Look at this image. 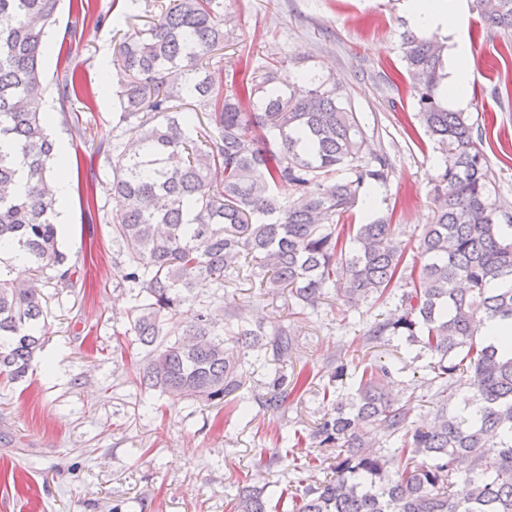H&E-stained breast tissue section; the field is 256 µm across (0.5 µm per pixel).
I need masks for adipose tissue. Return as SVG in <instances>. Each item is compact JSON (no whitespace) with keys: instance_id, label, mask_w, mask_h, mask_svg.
<instances>
[{"instance_id":"adipose-tissue-1","label":"adipose tissue","mask_w":512,"mask_h":512,"mask_svg":"<svg viewBox=\"0 0 512 512\" xmlns=\"http://www.w3.org/2000/svg\"><path fill=\"white\" fill-rule=\"evenodd\" d=\"M467 0H403L402 9L414 30L421 35L433 32L447 39L446 77L441 99L454 110L469 106L470 57L461 20Z\"/></svg>"}]
</instances>
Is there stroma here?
<instances>
[{"mask_svg":"<svg viewBox=\"0 0 512 512\" xmlns=\"http://www.w3.org/2000/svg\"><path fill=\"white\" fill-rule=\"evenodd\" d=\"M219 2L235 37L224 55L237 69L273 58L279 87L315 74L342 87L373 151L392 162L373 214L390 218L416 258L417 239L434 221V179L446 155L427 142L403 77L400 35L411 25L401 0ZM130 10L128 0H90L83 40L65 59L60 48L72 16L61 0L45 39L46 127L67 149L72 169V194L58 225L71 280L61 288L41 276L46 334L34 371L18 382L0 379V512H228L239 486L289 487L306 459H318L317 476L325 478L331 460L309 438L332 409L322 388L345 393L353 383L349 376L331 380L332 361L351 368L392 364L410 387H422L429 376V359L418 347L397 339L367 345L366 330L388 305L328 297L296 314L288 295H268L243 275L196 293L212 307L245 310L266 328L291 325L297 350L287 369L314 373L308 391L285 387L276 405H265L271 368L260 362L245 366L243 387L220 408L174 402L134 383L144 350L131 331L136 301L112 239L122 202L108 190L111 168L94 155L99 138L117 124L119 106L113 93L98 90L92 106L75 97L63 107L56 91L67 68L98 89L120 34L151 19L146 13L125 22ZM101 13L109 16L102 26ZM462 27L473 69L467 114L488 158L492 194L512 211V35L486 26L473 8Z\"/></svg>","mask_w":512,"mask_h":512,"instance_id":"obj_1","label":"stroma"}]
</instances>
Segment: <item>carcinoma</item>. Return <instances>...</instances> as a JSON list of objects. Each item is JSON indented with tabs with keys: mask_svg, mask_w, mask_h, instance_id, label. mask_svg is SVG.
I'll return each instance as SVG.
<instances>
[{
	"mask_svg": "<svg viewBox=\"0 0 512 512\" xmlns=\"http://www.w3.org/2000/svg\"><path fill=\"white\" fill-rule=\"evenodd\" d=\"M490 27L512 33V0H474ZM60 0H0V377H25L45 335L44 271L66 285L58 247L40 68L44 38ZM69 40L79 41L89 0H75ZM152 21L114 44L117 125L128 136L99 139L112 169L110 190L126 202L112 218L122 277L137 290L133 332L145 355L136 380L175 400L221 406L242 386V356L262 352L280 365L270 386L288 381L283 365L296 344L290 327L267 331L241 310H216L193 295L240 275L292 306L316 305L332 291L350 303H398L372 324L366 341L393 338L432 358L427 388L433 419L415 425L416 393L393 399L398 369L363 367L355 391L340 396L311 439L332 452L336 476L298 481L289 512H512V340L482 335L512 320V214L486 183V157L463 112L437 93L447 45L401 36L411 95L425 134L453 163L434 179V222L407 263L385 217L338 224L364 189L388 181L390 157L368 151L360 118L330 80L286 91L276 61L253 69L241 90L214 86L210 69L230 39L215 0H149ZM62 111L71 95L93 102L90 86L64 71ZM353 248L346 249V242ZM30 280L12 277L13 260ZM187 308L183 324L166 317ZM473 374L465 407L451 408L456 375ZM383 441L375 439L374 430ZM265 489L243 486L232 512H268Z\"/></svg>",
	"mask_w": 512,
	"mask_h": 512,
	"instance_id": "1",
	"label": "carcinoma"
}]
</instances>
